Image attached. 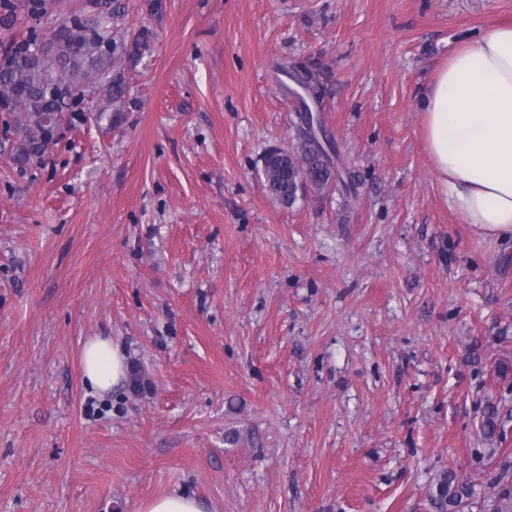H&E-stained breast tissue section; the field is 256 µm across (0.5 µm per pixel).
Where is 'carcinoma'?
I'll return each mask as SVG.
<instances>
[{
    "instance_id": "obj_1",
    "label": "carcinoma",
    "mask_w": 512,
    "mask_h": 512,
    "mask_svg": "<svg viewBox=\"0 0 512 512\" xmlns=\"http://www.w3.org/2000/svg\"><path fill=\"white\" fill-rule=\"evenodd\" d=\"M115 11L100 12L53 47V60H40L37 43L14 40L0 48V96L16 94L13 107L0 115L14 137L12 159L17 165H30L42 159L56 144L50 124L57 123L71 109L70 102L100 96L107 104L93 114L101 125L117 123L120 109L112 105L124 101L127 82L120 62L147 45L149 36L139 33L132 41L112 36ZM276 75L295 80L291 88L283 80L279 85L300 102L297 111V142L293 151L275 148L264 157V171L269 194L283 205L296 200L300 187L309 182L316 187L340 183L352 195L360 186L359 175L339 170L337 149L325 133L320 116L313 113L320 99L308 90L318 88V73L284 59ZM503 421L498 404L486 401L480 424L482 447L473 450L477 463L494 459L501 451ZM477 494L473 480L453 468L442 470L429 491L433 512H464L475 504Z\"/></svg>"
}]
</instances>
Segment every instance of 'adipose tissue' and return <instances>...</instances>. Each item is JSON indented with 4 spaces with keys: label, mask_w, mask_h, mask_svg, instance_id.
<instances>
[{
    "label": "adipose tissue",
    "mask_w": 512,
    "mask_h": 512,
    "mask_svg": "<svg viewBox=\"0 0 512 512\" xmlns=\"http://www.w3.org/2000/svg\"><path fill=\"white\" fill-rule=\"evenodd\" d=\"M419 116L450 209L480 236L512 242V21L483 27L435 69ZM80 364L101 396L128 379L127 354L108 336L86 340Z\"/></svg>",
    "instance_id": "adipose-tissue-1"
}]
</instances>
